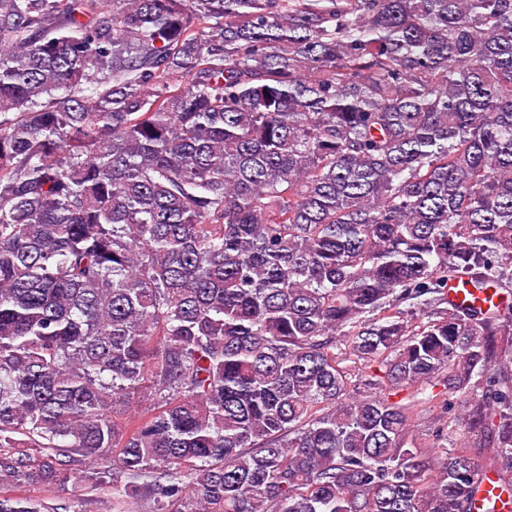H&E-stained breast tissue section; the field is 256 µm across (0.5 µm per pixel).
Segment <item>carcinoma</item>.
<instances>
[{
  "mask_svg": "<svg viewBox=\"0 0 512 512\" xmlns=\"http://www.w3.org/2000/svg\"><path fill=\"white\" fill-rule=\"evenodd\" d=\"M450 281L512 284V0H0L1 480L471 512L474 458L407 446L429 400L346 401L442 382L512 490V304ZM153 401L149 392L142 391L135 394H130L123 402L117 403L116 418L119 421L130 415H138L146 412L152 408Z\"/></svg>",
  "mask_w": 512,
  "mask_h": 512,
  "instance_id": "carcinoma-1",
  "label": "carcinoma"
}]
</instances>
